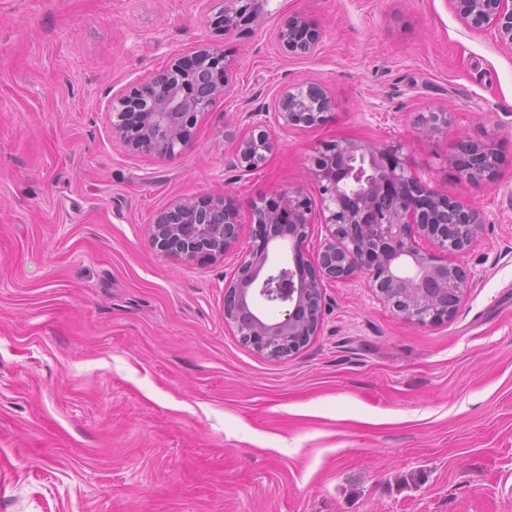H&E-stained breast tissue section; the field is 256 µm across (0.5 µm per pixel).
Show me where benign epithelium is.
<instances>
[{"mask_svg":"<svg viewBox=\"0 0 512 512\" xmlns=\"http://www.w3.org/2000/svg\"><path fill=\"white\" fill-rule=\"evenodd\" d=\"M465 25L487 28L497 41L512 47V0H449ZM260 0H225L214 24L228 30L242 19L259 17ZM289 54L314 52L318 28L291 15L278 33ZM209 64L198 67L177 58L163 71L112 104V128L131 151L151 150L172 156L192 139L198 114L226 95L228 64L207 49ZM329 97L319 85L298 84L285 90L274 117L284 129L313 127L326 121ZM446 126L441 114L418 117L415 128L430 136ZM271 150L268 132L244 133L236 139L237 167L255 170ZM459 171L467 181L490 180L499 165L491 143L460 138L456 142ZM311 174L318 187L320 209L303 189L275 191L251 205L257 225L251 249L225 282L224 322L242 342L270 357L302 347L316 334L322 315L324 282L353 276L366 279L381 299L403 317L420 324L437 320L423 312L440 295L451 299L440 317L461 304L468 274L448 262V255L466 251L483 224L482 213L418 180L402 157V146L340 140L314 151ZM324 224V244L316 259H304L303 244L315 221ZM238 209L227 195L188 196L171 201L150 225V241L160 253L183 260L224 255L239 237ZM424 239L439 253L418 247ZM291 242L294 267L270 263L269 247ZM263 307L284 309L269 319Z\"/></svg>","mask_w":512,"mask_h":512,"instance_id":"obj_1","label":"benign epithelium"}]
</instances>
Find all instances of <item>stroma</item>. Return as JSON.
<instances>
[{
	"label": "stroma",
	"mask_w": 512,
	"mask_h": 512,
	"mask_svg": "<svg viewBox=\"0 0 512 512\" xmlns=\"http://www.w3.org/2000/svg\"><path fill=\"white\" fill-rule=\"evenodd\" d=\"M224 0H0V512H512V47L449 0H267L262 24L213 26ZM299 14L322 33L292 57ZM221 52L230 90L171 157L128 151L112 102L181 56ZM315 83L327 121L282 129ZM258 112L273 148L242 171ZM446 130L418 136L419 113ZM495 142L493 182L450 165ZM336 140L399 144L415 175L480 210L451 255L457 311L418 324L363 279L326 283L298 352L257 353L224 322L252 243L251 202L319 193ZM229 194L240 236L215 261L153 250L172 200ZM278 39L288 54L302 56L314 52L320 43L318 28L303 16L291 15L278 33ZM329 103L327 92L321 86L298 84L282 93L274 117L284 129L318 126L326 121Z\"/></svg>",
	"instance_id": "35a3bbf8"
}]
</instances>
